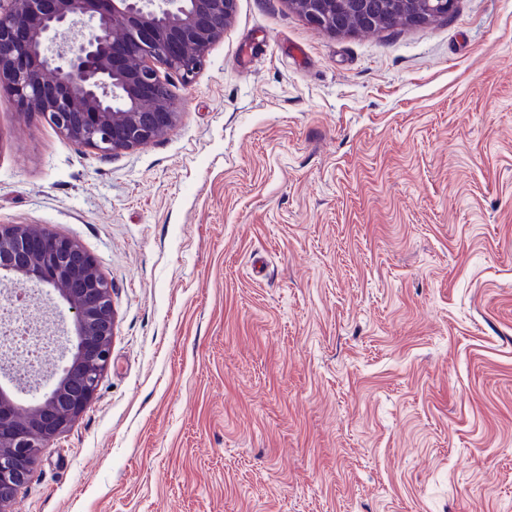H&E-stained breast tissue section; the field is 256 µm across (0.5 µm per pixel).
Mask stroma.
<instances>
[{
	"mask_svg": "<svg viewBox=\"0 0 512 512\" xmlns=\"http://www.w3.org/2000/svg\"><path fill=\"white\" fill-rule=\"evenodd\" d=\"M111 156L0 94V225L112 282L15 512H512V0L338 35L237 0Z\"/></svg>",
	"mask_w": 512,
	"mask_h": 512,
	"instance_id": "35a3bbf8",
	"label": "stroma"
}]
</instances>
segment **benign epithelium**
I'll return each mask as SVG.
<instances>
[{"mask_svg":"<svg viewBox=\"0 0 512 512\" xmlns=\"http://www.w3.org/2000/svg\"><path fill=\"white\" fill-rule=\"evenodd\" d=\"M309 23L336 31V3L284 0ZM408 21L448 15L456 0H394ZM236 0H0V91L23 112L44 119L75 146L104 155L135 150L176 121L169 89L154 62L187 79L224 37ZM0 275L19 291L10 304L41 310L32 293L58 295L59 366L22 389L0 365V512H11L37 449L83 414L111 357L112 282L75 241L51 230L0 225Z\"/></svg>","mask_w":512,"mask_h":512,"instance_id":"obj_1","label":"benign epithelium"}]
</instances>
